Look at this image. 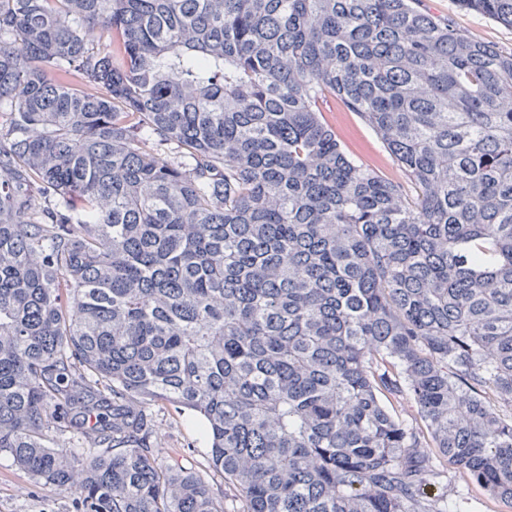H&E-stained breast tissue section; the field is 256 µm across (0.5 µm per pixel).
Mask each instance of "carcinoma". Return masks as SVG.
Here are the masks:
<instances>
[{
  "instance_id": "1",
  "label": "carcinoma",
  "mask_w": 512,
  "mask_h": 512,
  "mask_svg": "<svg viewBox=\"0 0 512 512\" xmlns=\"http://www.w3.org/2000/svg\"><path fill=\"white\" fill-rule=\"evenodd\" d=\"M415 4L0 0V454L74 512H448L439 456L512 505V52ZM324 119L336 131L338 139L359 161L380 172L386 178L404 183L401 169L393 162L371 129L354 112H349L338 100L322 106ZM154 410L158 463L165 467L205 468L207 443L196 427L193 415L186 412L180 417L169 416L159 407ZM192 440L196 441L195 450L189 451L186 444Z\"/></svg>"
}]
</instances>
